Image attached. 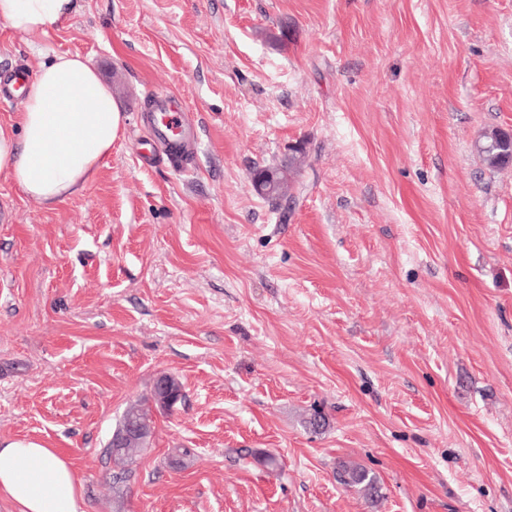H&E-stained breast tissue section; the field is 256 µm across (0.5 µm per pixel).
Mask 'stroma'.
Masks as SVG:
<instances>
[{
  "instance_id": "stroma-1",
  "label": "stroma",
  "mask_w": 512,
  "mask_h": 512,
  "mask_svg": "<svg viewBox=\"0 0 512 512\" xmlns=\"http://www.w3.org/2000/svg\"><path fill=\"white\" fill-rule=\"evenodd\" d=\"M60 52L126 124L55 207L0 170V442L67 456L81 512H512V168L476 149L512 129V0H82L44 35L0 22L1 78ZM156 91L183 102L186 171L141 162ZM298 142L283 217L251 175ZM162 374L184 397L114 492L112 431ZM339 480L347 486H360L362 491L369 497L378 494V487L374 477L361 467L341 465Z\"/></svg>"
}]
</instances>
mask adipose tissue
<instances>
[{
    "label": "adipose tissue",
    "instance_id": "1",
    "mask_svg": "<svg viewBox=\"0 0 512 512\" xmlns=\"http://www.w3.org/2000/svg\"><path fill=\"white\" fill-rule=\"evenodd\" d=\"M78 0H0V21L19 35L64 27ZM13 124H0V169L20 191L45 205L61 203L95 179L126 116L111 88L77 53L53 55L21 87ZM0 498L15 512H80L69 462L34 441L0 445Z\"/></svg>",
    "mask_w": 512,
    "mask_h": 512
}]
</instances>
